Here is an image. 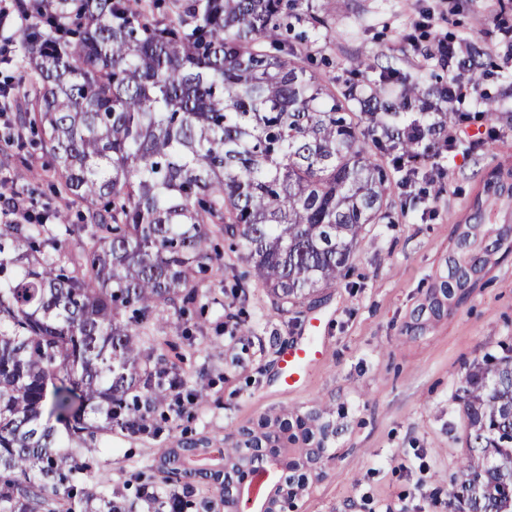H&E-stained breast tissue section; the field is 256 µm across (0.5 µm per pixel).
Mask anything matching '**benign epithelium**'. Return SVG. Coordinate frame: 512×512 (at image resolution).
Returning a JSON list of instances; mask_svg holds the SVG:
<instances>
[{"mask_svg": "<svg viewBox=\"0 0 512 512\" xmlns=\"http://www.w3.org/2000/svg\"><path fill=\"white\" fill-rule=\"evenodd\" d=\"M224 446L239 449L224 465V512H300L310 480L323 477L333 460L325 447L266 446L243 428L225 433Z\"/></svg>", "mask_w": 512, "mask_h": 512, "instance_id": "7a95c632", "label": "benign epithelium"}]
</instances>
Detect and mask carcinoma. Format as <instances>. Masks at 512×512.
Wrapping results in <instances>:
<instances>
[{
    "label": "carcinoma",
    "mask_w": 512,
    "mask_h": 512,
    "mask_svg": "<svg viewBox=\"0 0 512 512\" xmlns=\"http://www.w3.org/2000/svg\"><path fill=\"white\" fill-rule=\"evenodd\" d=\"M304 0H14L22 20L4 79L0 138L56 160L55 193L85 207L34 210L0 223V512H132L91 488L77 449L128 429L158 406L168 364L141 343L156 312L182 316L224 276L230 241L276 309L315 303L352 267L365 227L386 218L394 185L448 141V83L427 86L380 67L343 89L305 65L284 34ZM392 158L403 173L392 181ZM512 200V170L493 172L448 255L446 275L416 309L440 317L512 254V232L485 223ZM86 248L53 252L59 235ZM466 457L454 498L467 512H512V342L468 367L457 388ZM278 438L315 435L277 413ZM162 473L192 494L201 482ZM148 512L166 497L144 477Z\"/></svg>",
    "instance_id": "obj_1"
}]
</instances>
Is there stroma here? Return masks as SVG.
Wrapping results in <instances>:
<instances>
[{"mask_svg":"<svg viewBox=\"0 0 512 512\" xmlns=\"http://www.w3.org/2000/svg\"><path fill=\"white\" fill-rule=\"evenodd\" d=\"M326 35L305 50L320 77L344 83L353 69L377 78L391 64L429 82L442 75L425 59L433 38L477 43L486 73L477 95L460 97L457 111L473 114L453 151L436 158L429 195L414 206L390 198L389 216L370 224L346 278L322 291L314 306L287 313L274 309L265 289L251 283L246 304L224 289L247 270L238 254L225 252L224 277L208 280L212 299L192 314L195 328L176 330L166 314L146 340L163 348L185 380L187 414L166 397L136 433L113 429L98 447L81 451L93 481L138 496L139 474L157 467L160 449L192 438L223 444L225 432L251 424L270 409L304 414L327 405L326 420L342 433L330 449L335 461L315 481L302 512H454L451 480L466 451L460 404L455 397L468 366L499 341L512 339V256L485 271L466 299L439 319L415 329L414 310L446 272L457 227L474 212L486 178L512 168V59L497 45V0H312ZM16 147L0 141V174L35 208L78 204L51 193L49 157L26 152L27 176L15 179ZM243 311L255 333L225 331L227 312ZM314 340L322 358L307 366L295 387L284 384L281 348ZM204 402H192L196 384Z\"/></svg>","mask_w":512,"mask_h":512,"instance_id":"1","label":"stroma"}]
</instances>
